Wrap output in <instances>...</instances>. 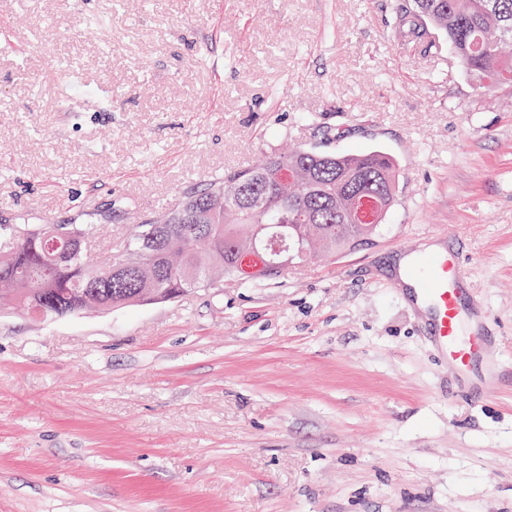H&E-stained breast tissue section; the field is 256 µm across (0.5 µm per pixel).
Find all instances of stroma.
<instances>
[{"label":"stroma","mask_w":512,"mask_h":512,"mask_svg":"<svg viewBox=\"0 0 512 512\" xmlns=\"http://www.w3.org/2000/svg\"><path fill=\"white\" fill-rule=\"evenodd\" d=\"M404 0H0V223L135 217L288 145L381 149L379 231L273 279L44 319L0 309V512H512V89ZM466 255L479 401L394 275Z\"/></svg>","instance_id":"35a3bbf8"}]
</instances>
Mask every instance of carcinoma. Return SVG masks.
<instances>
[{
	"instance_id": "carcinoma-1",
	"label": "carcinoma",
	"mask_w": 512,
	"mask_h": 512,
	"mask_svg": "<svg viewBox=\"0 0 512 512\" xmlns=\"http://www.w3.org/2000/svg\"><path fill=\"white\" fill-rule=\"evenodd\" d=\"M398 25L419 39L448 38L463 71L482 87H512V0H407ZM398 170L381 150L330 153L289 147L260 164L227 171L183 194L133 229L112 265L87 242L95 224H0L15 244L0 250V299L47 317L141 305L239 278L237 255L275 261L284 238L290 262L355 247L383 224Z\"/></svg>"
}]
</instances>
